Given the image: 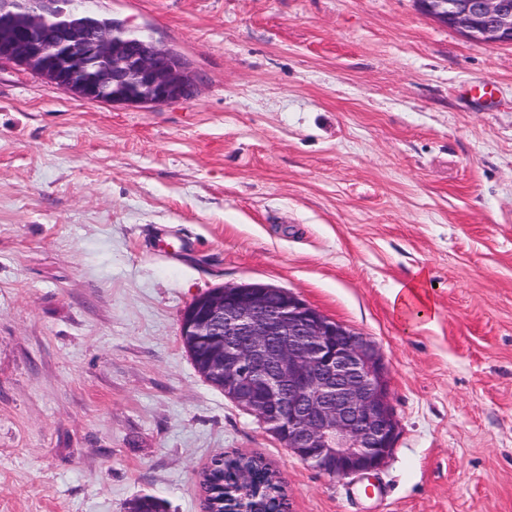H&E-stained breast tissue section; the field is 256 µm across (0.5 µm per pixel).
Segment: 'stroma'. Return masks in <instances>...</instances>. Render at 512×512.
Returning a JSON list of instances; mask_svg holds the SVG:
<instances>
[{
    "label": "stroma",
    "instance_id": "35a3bbf8",
    "mask_svg": "<svg viewBox=\"0 0 512 512\" xmlns=\"http://www.w3.org/2000/svg\"><path fill=\"white\" fill-rule=\"evenodd\" d=\"M97 9L180 51L196 90L89 103L0 60V512H203L220 454L262 456L288 512H512V44L417 0ZM418 269L437 320L415 329L390 294ZM253 282L382 351L400 434L372 495L185 352L187 306Z\"/></svg>",
    "mask_w": 512,
    "mask_h": 512
}]
</instances>
